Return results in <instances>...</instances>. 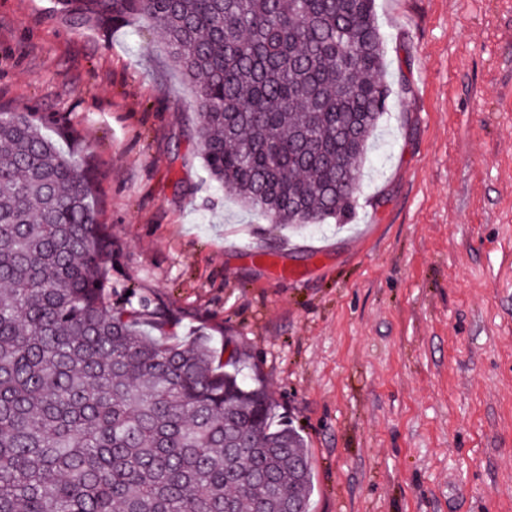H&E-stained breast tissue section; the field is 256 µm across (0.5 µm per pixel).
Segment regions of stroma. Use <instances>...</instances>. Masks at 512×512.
Returning a JSON list of instances; mask_svg holds the SVG:
<instances>
[{
    "instance_id": "35a3bbf8",
    "label": "stroma",
    "mask_w": 512,
    "mask_h": 512,
    "mask_svg": "<svg viewBox=\"0 0 512 512\" xmlns=\"http://www.w3.org/2000/svg\"><path fill=\"white\" fill-rule=\"evenodd\" d=\"M404 74L347 227L280 230L212 181L146 22L0 0V111L95 169L113 303L244 347L307 441L312 512H512V0H376ZM303 271L277 278L249 253Z\"/></svg>"
}]
</instances>
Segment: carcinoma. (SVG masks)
I'll return each instance as SVG.
<instances>
[{
  "mask_svg": "<svg viewBox=\"0 0 512 512\" xmlns=\"http://www.w3.org/2000/svg\"><path fill=\"white\" fill-rule=\"evenodd\" d=\"M143 18L196 90L210 178L281 227L341 219L389 110L374 0H60ZM96 176L0 112V512H310V450L246 353L114 307Z\"/></svg>",
  "mask_w": 512,
  "mask_h": 512,
  "instance_id": "obj_1",
  "label": "carcinoma"
}]
</instances>
